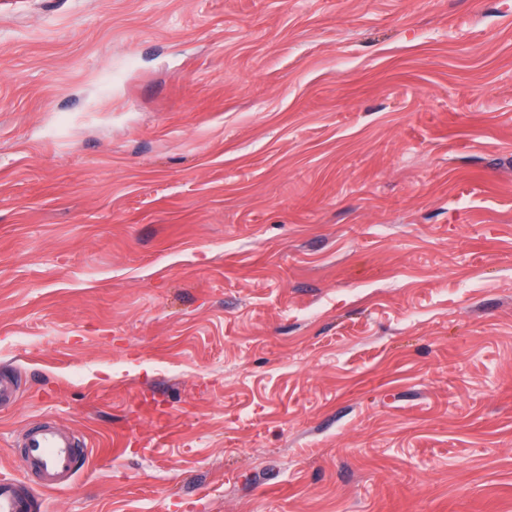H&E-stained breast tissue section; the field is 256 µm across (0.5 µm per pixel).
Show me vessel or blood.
Wrapping results in <instances>:
<instances>
[{
  "mask_svg": "<svg viewBox=\"0 0 512 512\" xmlns=\"http://www.w3.org/2000/svg\"><path fill=\"white\" fill-rule=\"evenodd\" d=\"M86 459L75 437L65 435L52 422L27 431L19 456L25 474L36 476L35 486L0 478V512H41L46 492L71 486Z\"/></svg>",
  "mask_w": 512,
  "mask_h": 512,
  "instance_id": "b4317fda",
  "label": "vessel or blood"
}]
</instances>
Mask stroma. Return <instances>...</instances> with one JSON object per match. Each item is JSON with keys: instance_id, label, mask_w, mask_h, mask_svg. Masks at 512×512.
<instances>
[{"instance_id": "stroma-1", "label": "stroma", "mask_w": 512, "mask_h": 512, "mask_svg": "<svg viewBox=\"0 0 512 512\" xmlns=\"http://www.w3.org/2000/svg\"><path fill=\"white\" fill-rule=\"evenodd\" d=\"M1 372L47 512H512V0L0 11ZM19 461L26 475L37 477L36 486L0 478V512H41L45 492L71 486L86 459L75 437L47 421L27 431Z\"/></svg>"}]
</instances>
